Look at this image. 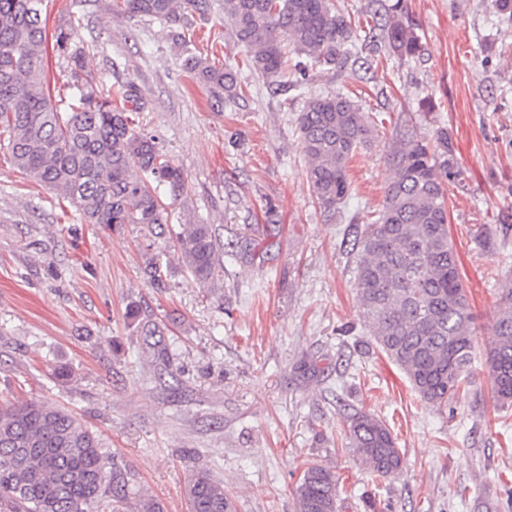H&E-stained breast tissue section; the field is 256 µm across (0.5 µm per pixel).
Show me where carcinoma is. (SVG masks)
Masks as SVG:
<instances>
[{
  "label": "carcinoma",
  "mask_w": 512,
  "mask_h": 512,
  "mask_svg": "<svg viewBox=\"0 0 512 512\" xmlns=\"http://www.w3.org/2000/svg\"><path fill=\"white\" fill-rule=\"evenodd\" d=\"M131 18L159 21L179 45L188 17L204 15L210 0H120ZM43 0H0V150L33 181L55 191L87 224H137L150 252L146 274L163 284L168 237L183 266L203 288L224 277V248L249 256L252 239L224 244L212 224L171 225L164 200L185 189L156 137L141 130L127 104L137 87L119 84L101 93L86 78V52L70 46L71 33L53 39L68 58L72 84L52 96L44 60L48 33ZM406 0L388 8L383 26L393 54L413 57L420 38L405 21ZM224 23L245 49L248 67L288 85V62L324 72L346 69L361 40L351 20L332 0H224ZM182 68L232 104L243 91L239 71L220 68L193 53ZM299 147L306 176L325 221L351 195L348 164L370 144L377 128L363 108L344 94L307 98L298 114ZM391 171L375 219L356 224L355 287L370 335L408 378L421 398L436 404L454 398L472 361L476 333L448 231L445 182L460 176L448 129L431 138L397 139L386 152ZM495 340L486 365L495 397L512 403V280L502 284ZM349 447L380 476L402 469L396 438L379 419L348 417ZM190 512H234L224 481L207 469L187 483ZM295 512H337L335 473L312 464L295 490ZM0 512H164L142 491L97 433L73 414L42 401L0 405Z\"/></svg>",
  "instance_id": "cac0c4a2"
}]
</instances>
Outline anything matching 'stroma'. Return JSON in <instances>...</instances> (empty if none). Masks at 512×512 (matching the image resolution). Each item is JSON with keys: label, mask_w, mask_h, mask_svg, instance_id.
I'll return each instance as SVG.
<instances>
[{"label": "stroma", "mask_w": 512, "mask_h": 512, "mask_svg": "<svg viewBox=\"0 0 512 512\" xmlns=\"http://www.w3.org/2000/svg\"><path fill=\"white\" fill-rule=\"evenodd\" d=\"M190 17L189 49L240 71L227 107L181 66L167 25L129 18L112 0H45L48 33L80 16L93 86L134 83L133 107L187 189L176 224H211L222 241L254 224L247 260L201 288L171 259L164 287L144 274L142 233L82 223L0 152V403L60 406L100 435L165 512H189L187 477L207 466L236 512H295L312 463L340 478L339 512H512V405L485 366L499 288L512 280V22L493 0H407L421 37L412 58L356 48L341 73L256 77L224 23L223 0ZM341 93L379 137L350 165L352 194L326 223L306 179L297 116L311 93ZM447 128L463 177L448 227L477 326L468 382L448 404L423 400L365 328L351 225L381 207L397 135ZM270 223H262L263 214ZM157 322V343L128 311ZM391 430L400 474L360 464L346 417Z\"/></svg>", "instance_id": "obj_1"}]
</instances>
